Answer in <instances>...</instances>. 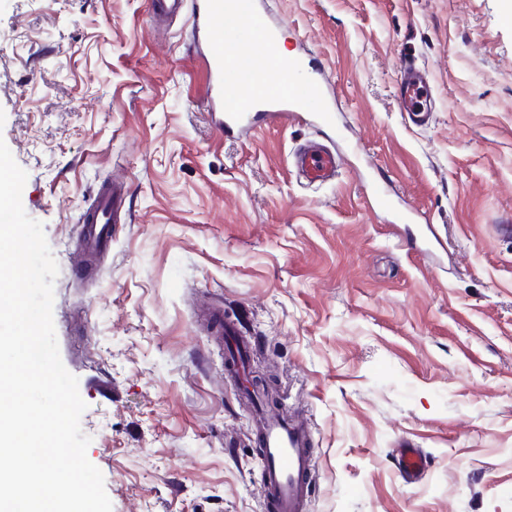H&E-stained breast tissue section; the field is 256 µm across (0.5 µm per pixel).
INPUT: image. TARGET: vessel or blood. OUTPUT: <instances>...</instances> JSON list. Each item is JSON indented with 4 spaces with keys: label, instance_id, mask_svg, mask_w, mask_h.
Returning <instances> with one entry per match:
<instances>
[{
    "label": "vessel or blood",
    "instance_id": "obj_1",
    "mask_svg": "<svg viewBox=\"0 0 512 512\" xmlns=\"http://www.w3.org/2000/svg\"><path fill=\"white\" fill-rule=\"evenodd\" d=\"M186 8L192 14L194 38L215 47L207 73L219 135L241 134L262 118L334 130L335 115L322 103L324 92L316 75L309 73L301 59L278 55L275 35L267 19L255 11L253 0H152L153 13L161 19L177 16ZM230 16L249 20L250 37L225 35L224 20ZM395 96L408 111H426L428 87L412 65L403 67ZM339 166L335 149L316 139L305 141L293 152L296 174L308 185L333 181ZM122 194L119 184H103L85 211L77 236L78 276H86L91 258L103 254L111 243L112 215ZM202 317L208 332L231 346L233 368L246 369L250 349L237 342L233 329L225 326L223 307L207 305ZM252 435L261 450L265 512H306L314 466L309 425L294 417L267 414L257 420Z\"/></svg>",
    "mask_w": 512,
    "mask_h": 512
}]
</instances>
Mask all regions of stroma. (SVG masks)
Masks as SVG:
<instances>
[{"label": "stroma", "instance_id": "35a3bbf8", "mask_svg": "<svg viewBox=\"0 0 512 512\" xmlns=\"http://www.w3.org/2000/svg\"><path fill=\"white\" fill-rule=\"evenodd\" d=\"M336 115L335 181L300 182L315 128L218 136L189 12L0 0V139L59 274L61 360L113 512H263L253 410L199 305L316 448L307 512H512V0H255ZM434 112L402 111L405 62ZM388 180L395 215L369 190ZM124 181L112 250L78 279L77 224ZM426 457L405 482L395 450ZM202 317L208 332L215 336L218 342L224 339V335L226 336V352L229 345L233 348L230 355L232 368L236 371L246 369L250 361V348L236 341L231 327H224V307L208 304L203 310Z\"/></svg>", "mask_w": 512, "mask_h": 512}]
</instances>
